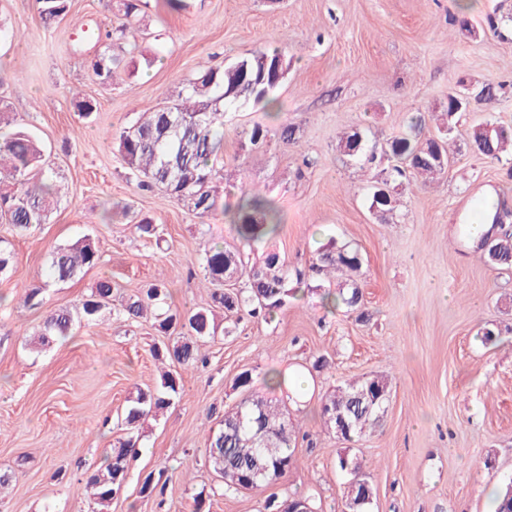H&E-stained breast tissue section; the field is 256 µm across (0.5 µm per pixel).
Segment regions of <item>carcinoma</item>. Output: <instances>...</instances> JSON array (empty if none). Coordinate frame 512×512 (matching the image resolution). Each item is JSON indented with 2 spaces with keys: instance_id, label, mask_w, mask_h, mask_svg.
<instances>
[{
  "instance_id": "cac0c4a2",
  "label": "carcinoma",
  "mask_w": 512,
  "mask_h": 512,
  "mask_svg": "<svg viewBox=\"0 0 512 512\" xmlns=\"http://www.w3.org/2000/svg\"><path fill=\"white\" fill-rule=\"evenodd\" d=\"M39 14L46 23L54 22L68 9L67 0H36ZM138 0H120L123 16L121 31L134 32ZM88 42L94 48L92 71L102 83H111L122 58L113 53L112 44L102 41L100 33L91 32ZM288 61L281 50L263 48L231 62L222 69L209 68L198 72L178 92L176 98L147 112L140 113L135 123L114 138L115 148L127 168L139 178V187H159L199 218L210 217L224 209L217 181L224 167V117L226 108L250 103L270 107L273 93L282 82ZM470 100L456 92L448 93L445 130L438 137L424 141L418 138L422 118H411V133L386 143L383 153L394 165L383 187L373 191L369 209L380 217L395 210L396 199L386 188L388 181L405 176L410 171L421 176L445 173L451 159L450 139L458 114L468 110ZM468 143L474 151L489 160H498L507 148H512V129L491 122L471 127ZM337 150L344 156L373 163L374 154L366 153V142L355 131L342 137ZM57 173L45 166V149L29 130L17 124L0 134V220L20 230L45 224L57 201ZM484 223L489 225L482 237L494 236L483 257L491 266L512 268V229L505 226L508 211L500 201L484 198ZM232 224L240 242L255 251L251 257L233 246L207 245L201 254L205 276L213 289L210 303L185 314L166 308L169 295L161 282L147 285L113 309L118 318L136 321L147 311L154 310V329L172 341L162 347L153 346L158 360L195 367L205 361L200 342L217 335V312L251 317H271L288 303L292 289L288 288L289 271L281 253L266 246L280 227L278 211L270 201L260 196L241 195ZM99 262L92 239L84 237L58 247L49 257L48 271L57 282L74 279L81 270ZM13 265L10 243L0 240V277L8 276ZM362 267L358 249L334 243L323 246L312 269L329 279V286L320 295L325 309L362 308V293L357 276ZM231 270L244 280L239 289L224 288V272ZM112 301V280L99 279L90 288L77 312L60 309L44 319L39 333L33 338L34 347H43L52 337L66 338L76 323L96 321L99 313ZM251 374L239 375L236 387L241 397L235 404L242 413L224 412L225 420L207 438V460L220 475L234 474L236 480L225 485L228 492L249 486L261 490L284 477L293 466L300 428L291 420L284 400H274L251 389ZM178 372L164 370L153 386L139 388L127 400L121 430L123 434L112 444L104 465L86 479L92 489L98 512H108L112 499L124 487L129 462L139 455L140 428L148 417H157L168 409L179 393ZM389 398L388 380L383 375L366 376L336 386L320 404V418L329 428H336V414H341L349 431L341 438L357 442L366 436L378 419L380 408ZM264 421L267 435L254 437L253 418ZM337 466L350 475L345 504H357L355 512H371L374 488L371 477L361 462L347 455L337 459ZM300 500L308 503L312 512L318 507L306 497L278 500L267 499V512H291Z\"/></svg>"
}]
</instances>
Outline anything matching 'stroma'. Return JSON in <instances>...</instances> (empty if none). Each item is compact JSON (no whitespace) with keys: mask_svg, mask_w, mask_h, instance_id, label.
Listing matches in <instances>:
<instances>
[{"mask_svg":"<svg viewBox=\"0 0 512 512\" xmlns=\"http://www.w3.org/2000/svg\"><path fill=\"white\" fill-rule=\"evenodd\" d=\"M141 0L135 35H121L116 0H69L44 23L36 0H0V98L45 146L60 174L48 223L23 232L0 224L14 253L0 278V512H93L85 492L114 440L135 386L153 385L162 368L150 347L164 339L147 322L129 324L104 309L73 336L36 351L29 340L55 310H76L100 278L121 301L146 283L166 282L178 309L207 305L198 257L205 245L237 244L228 213L241 193L272 200L282 215L274 243L289 272L310 285V266L328 242L357 247L365 317L320 308L297 293L268 321L223 318L201 348L206 361L182 370L167 411L145 420L141 452L110 512H266L268 497L312 498L321 512H343L348 475L341 453L358 458L374 487L372 512H486L490 493L512 476V269L487 265L467 233L474 201L500 196L512 212V156L491 161L468 148L480 121L512 127V0ZM496 14L500 34L489 29ZM111 32L133 48L135 70L100 84L84 30ZM281 49L291 65L267 109L248 105L224 118L222 213L202 220L163 189L143 190L125 168L113 137L138 114L177 95L203 69H219L256 49ZM503 83L457 124L446 173L425 183L401 179L389 221L369 209L372 184L358 162L336 149L361 132L381 151L424 115L425 135L442 124L449 90L460 83ZM94 99L78 116L73 93ZM262 148L244 145L253 125ZM297 142L284 145L283 125ZM147 216L158 238L136 234L129 216ZM101 262L67 283L51 282L48 256L82 237ZM45 286L41 308L24 306L26 289ZM492 340H485L486 330ZM326 357L327 369L311 368ZM279 371L291 416L306 437L288 475L265 489L228 492L205 461V432L240 397L239 373L265 392ZM386 375L391 400L371 435L355 443L324 428L317 410L334 386ZM157 490L140 495L146 475Z\"/></svg>","mask_w":512,"mask_h":512,"instance_id":"35a3bbf8","label":"stroma"}]
</instances>
